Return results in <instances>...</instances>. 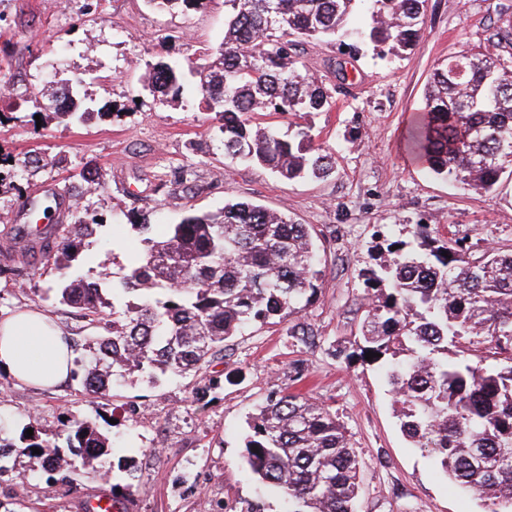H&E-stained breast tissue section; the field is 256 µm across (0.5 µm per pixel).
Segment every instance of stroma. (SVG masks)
Returning <instances> with one entry per match:
<instances>
[{"label": "stroma", "instance_id": "35a3bbf8", "mask_svg": "<svg viewBox=\"0 0 512 512\" xmlns=\"http://www.w3.org/2000/svg\"><path fill=\"white\" fill-rule=\"evenodd\" d=\"M224 0L200 10L161 13L148 0H0V89L25 101L0 110V316L22 308L49 313L74 356L102 333L71 308L43 300L58 273L44 255L10 252L16 211L32 192L97 179L103 189L69 200L72 213L103 220L89 251L93 272L112 273L140 251L134 228L148 214L155 229L190 208L216 212L228 201L286 213L317 234L324 276L315 301L295 320L314 346L296 343L287 325L244 329L185 377L151 383L117 380L109 394H87L81 375L56 391L36 390L0 373V434L30 427L62 435V419H86L109 437L116 456L136 461L140 483L129 512H224L263 501L281 512L241 462L246 420L275 389L328 406L365 466L359 512H482L480 499L439 475L428 454L400 429L381 363L357 357L370 298L361 277L380 239L409 241L414 226L478 248L512 249V178L490 192H462L429 172L408 151L413 116L424 107L433 69L462 49L480 50L512 20V0H428L422 35L404 58H380L371 45L299 39L305 70L336 92L331 111L313 116L317 142L336 152L335 172L321 180H287L224 153L210 114L147 86V63L176 65L192 90L199 51L224 37ZM65 91L89 104L82 124H63L33 106L35 96ZM43 157L32 170L27 159ZM383 230L375 238L374 230ZM219 381L210 389V381ZM119 470L51 484L25 463L0 475V501L21 512H84L87 500L123 483Z\"/></svg>", "mask_w": 512, "mask_h": 512}]
</instances>
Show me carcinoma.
I'll use <instances>...</instances> for the list:
<instances>
[{
  "instance_id": "1",
  "label": "carcinoma",
  "mask_w": 512,
  "mask_h": 512,
  "mask_svg": "<svg viewBox=\"0 0 512 512\" xmlns=\"http://www.w3.org/2000/svg\"><path fill=\"white\" fill-rule=\"evenodd\" d=\"M148 2L185 12L206 0ZM426 2L225 0L231 11L219 56L200 71L195 89L199 107L215 114L224 153L286 179L332 174L334 153L315 143L304 118L331 111L335 100L296 58L295 39L353 36L381 56H396L417 42ZM511 40L510 21L484 50L451 56L434 70L411 138L434 175L484 191L512 175V59L497 53ZM148 70L153 91L182 93L174 66L158 61ZM258 112H287L303 122L284 137L253 125ZM101 225L87 212L35 240L60 271L47 288L53 302L104 323L91 359L75 361L90 394L106 393L116 379L155 381L200 369L244 326L277 325L304 311L324 275L310 225L234 202L215 213L190 211L155 236L149 216L140 215L133 227L143 235V250L112 276L109 292L105 279L73 266ZM92 260L84 255V264ZM361 276L372 302L360 357L369 351L386 357L401 431L451 482L478 494L484 512H512V250L476 252L418 224L412 241L387 243ZM462 338L489 343L509 365L448 358ZM247 426L245 464L276 490L287 512H357L362 464L336 414L298 393L273 390ZM113 452L94 423L75 419L64 446L38 432L0 438V473L21 458L44 472L100 471ZM131 463L118 459L129 482L112 489L122 512L137 478Z\"/></svg>"
}]
</instances>
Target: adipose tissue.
Wrapping results in <instances>:
<instances>
[{"label": "adipose tissue", "mask_w": 512, "mask_h": 512, "mask_svg": "<svg viewBox=\"0 0 512 512\" xmlns=\"http://www.w3.org/2000/svg\"><path fill=\"white\" fill-rule=\"evenodd\" d=\"M73 355L47 314L25 309L0 319V371L18 381L54 387L71 377Z\"/></svg>", "instance_id": "obj_1"}]
</instances>
